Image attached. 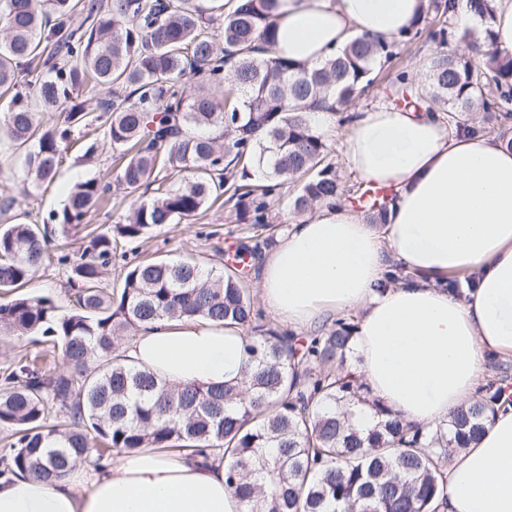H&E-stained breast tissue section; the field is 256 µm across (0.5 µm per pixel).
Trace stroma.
I'll list each match as a JSON object with an SVG mask.
<instances>
[{
    "label": "stroma",
    "instance_id": "stroma-1",
    "mask_svg": "<svg viewBox=\"0 0 512 512\" xmlns=\"http://www.w3.org/2000/svg\"><path fill=\"white\" fill-rule=\"evenodd\" d=\"M435 51L426 34H419L404 49L398 68L387 69L380 75L375 87L362 98V105L376 103L381 97L389 95L394 87L396 71L400 68L410 71L418 78L420 85H428ZM95 135L97 143L92 153L86 155L80 150H71L55 181L32 197L21 192L27 173L22 157L8 142H0V203L9 197L15 200L10 209L0 212V224L19 221L43 223L51 213L61 212L77 184L89 180L115 182L112 143L103 130H96ZM128 204L129 200L123 193H111L105 207L92 212L85 219L80 234L69 239L68 251L77 253L86 233L107 231L123 215ZM246 231V224L238 221L235 213L228 208H209L191 220L151 230L137 242L135 249L127 250L125 256H113L102 285L106 288L118 287L120 273L126 264L142 259L192 260L206 269L223 272L228 258L245 243ZM69 275L68 266L54 262L47 264L36 272L24 292L30 296L49 298L60 309H67Z\"/></svg>",
    "mask_w": 512,
    "mask_h": 512
}]
</instances>
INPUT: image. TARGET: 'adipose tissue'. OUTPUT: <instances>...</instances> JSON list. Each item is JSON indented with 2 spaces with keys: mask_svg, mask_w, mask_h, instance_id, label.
Here are the masks:
<instances>
[{
  "mask_svg": "<svg viewBox=\"0 0 512 512\" xmlns=\"http://www.w3.org/2000/svg\"><path fill=\"white\" fill-rule=\"evenodd\" d=\"M423 0H280L275 54L315 66L357 36L389 41ZM358 181L392 188L384 231L343 205L291 224L259 274L268 312L311 333L361 313L354 374L408 421L446 420L472 401L488 357L512 356V150L462 136L439 115L380 102L357 109L344 141ZM415 283L385 284L390 262ZM470 276L463 292L446 278ZM127 363L168 383L239 384L244 333L204 318L161 319L127 337ZM0 512H243L217 457L143 451L47 483L0 479ZM438 512H512V405L454 454Z\"/></svg>",
  "mask_w": 512,
  "mask_h": 512,
  "instance_id": "1",
  "label": "adipose tissue"
}]
</instances>
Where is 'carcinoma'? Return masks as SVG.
<instances>
[{
    "instance_id": "obj_1",
    "label": "carcinoma",
    "mask_w": 512,
    "mask_h": 512,
    "mask_svg": "<svg viewBox=\"0 0 512 512\" xmlns=\"http://www.w3.org/2000/svg\"><path fill=\"white\" fill-rule=\"evenodd\" d=\"M454 2L426 0L404 35L389 43L356 37L308 68L273 56L279 0H0V98L10 97L0 131L26 151L32 186L55 178L74 133L92 124L73 100L90 79L112 89L97 101L95 120L117 151L119 183L133 193L158 180L149 200L133 201L77 259L58 256L70 266L66 311L20 289L51 258L53 236H72L109 186L78 184L55 229H0V334L48 337L65 365L48 380L25 358L9 367L0 393V429L15 436L7 471L48 481L94 451L99 460L112 450L210 452L224 461L225 483L244 512H437L450 458L480 439L505 386L481 388L448 420L418 426L345 373L356 330L349 317L306 339L273 328L234 266L215 274L196 262L144 260L123 271L117 288L101 287V277L119 247L221 199L265 232L270 202L288 185L298 216L350 199L363 204L368 223H386L388 197L369 201V190L340 180L313 113L325 108L349 121L375 67L423 30L437 53L414 106L444 112L448 125L474 135L496 129L512 149V56L450 50ZM469 4L490 23L493 0ZM39 68L52 77L19 90V75ZM189 73L229 84L238 101L216 102L205 87L186 84ZM69 101L63 123L43 127L40 114ZM196 315L251 333L255 365L242 386H172L123 361L125 336ZM355 402L379 417L366 432L349 421ZM53 409L66 416L60 427L47 424Z\"/></svg>"
}]
</instances>
